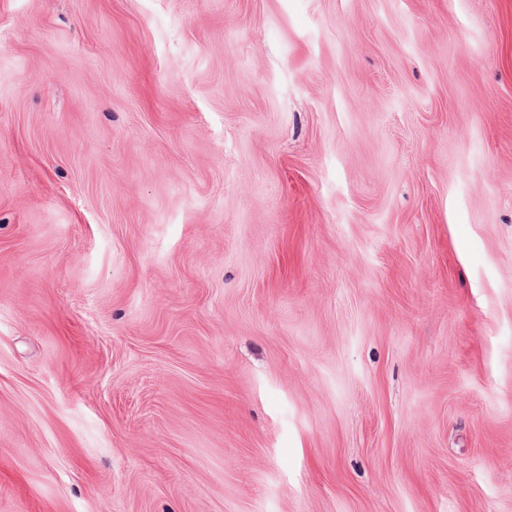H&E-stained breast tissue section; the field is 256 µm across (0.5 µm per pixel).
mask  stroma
I'll return each instance as SVG.
<instances>
[{
	"label": "stroma",
	"instance_id": "obj_1",
	"mask_svg": "<svg viewBox=\"0 0 512 512\" xmlns=\"http://www.w3.org/2000/svg\"><path fill=\"white\" fill-rule=\"evenodd\" d=\"M0 512H512V0H0Z\"/></svg>",
	"mask_w": 512,
	"mask_h": 512
}]
</instances>
